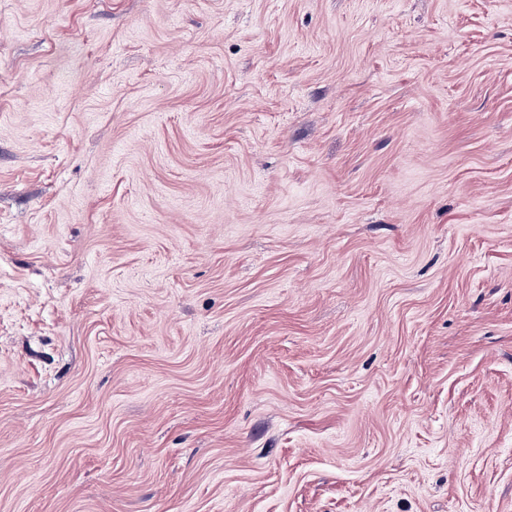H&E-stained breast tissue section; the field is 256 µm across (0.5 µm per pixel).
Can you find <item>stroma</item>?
<instances>
[{
    "label": "stroma",
    "instance_id": "obj_1",
    "mask_svg": "<svg viewBox=\"0 0 512 512\" xmlns=\"http://www.w3.org/2000/svg\"><path fill=\"white\" fill-rule=\"evenodd\" d=\"M0 512H512V0H0Z\"/></svg>",
    "mask_w": 512,
    "mask_h": 512
}]
</instances>
